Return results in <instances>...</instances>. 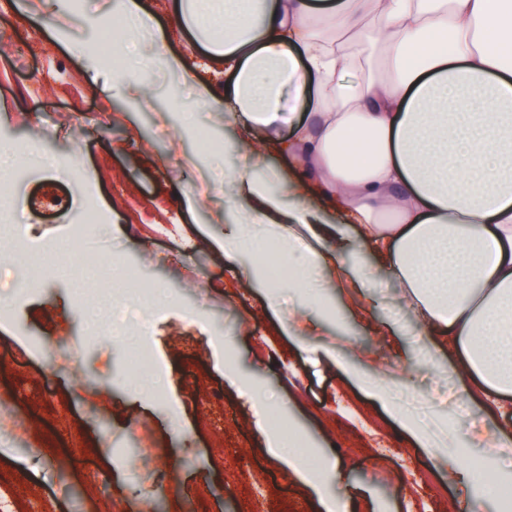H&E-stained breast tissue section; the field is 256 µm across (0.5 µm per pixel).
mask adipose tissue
<instances>
[{
  "mask_svg": "<svg viewBox=\"0 0 512 512\" xmlns=\"http://www.w3.org/2000/svg\"><path fill=\"white\" fill-rule=\"evenodd\" d=\"M209 2L211 34L194 0L169 9L223 60L224 119L245 158L240 216L217 247L261 253V227L328 287L363 294L381 265L454 354L462 393L488 406L512 394V0ZM269 150L288 167L265 180L254 170ZM350 252L361 263L348 276ZM329 362L426 444L380 373ZM265 442L320 512H338L293 439Z\"/></svg>",
  "mask_w": 512,
  "mask_h": 512,
  "instance_id": "1",
  "label": "adipose tissue"
}]
</instances>
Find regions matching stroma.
I'll use <instances>...</instances> for the list:
<instances>
[{"instance_id": "stroma-1", "label": "stroma", "mask_w": 512, "mask_h": 512, "mask_svg": "<svg viewBox=\"0 0 512 512\" xmlns=\"http://www.w3.org/2000/svg\"><path fill=\"white\" fill-rule=\"evenodd\" d=\"M154 30L171 49L187 52L189 74L159 75L156 56H128L122 72L92 54L110 28L112 0H0V145L39 144L56 166L27 170L16 184V215L33 250L67 238L86 204L100 222L85 252L90 262L115 255L140 286L169 291L166 304L142 302L151 328L143 344L163 376L157 396L135 393L127 376L129 347L119 339L86 337L80 303L68 278L48 268L35 292L13 297L17 274L11 246L0 249V408L12 409L22 440L0 434V502L10 512H241L254 497L249 480L224 484L225 467H262L264 504L277 512H316V501L274 463L255 423L250 392L276 398L271 430L300 437L301 453L322 469L341 512H465L482 493L461 486L402 429L388 408L328 364L324 338L343 337L350 359L375 363L412 401L444 453L481 457L472 433L512 431V400L488 408L471 403L467 430L456 420L459 390L447 351L434 347L408 311L404 291L373 267L370 291L347 299L322 287L311 292L279 278L269 288L246 279L252 255L229 260L215 245L224 231L216 215L232 194L226 168L238 166L224 147L236 133L216 103L199 100L201 80L224 88V63L192 38L166 0H150ZM152 80L154 106L136 111L114 91L120 79ZM95 173L85 187L80 172ZM319 320L305 348L271 340L279 318ZM402 333L391 336L388 325ZM194 337L187 348L185 337ZM22 359H14L16 351ZM232 362L245 385L224 378ZM70 409V428L53 420L50 402ZM224 405V464H216L203 423ZM77 435L79 450L68 448Z\"/></svg>"}]
</instances>
